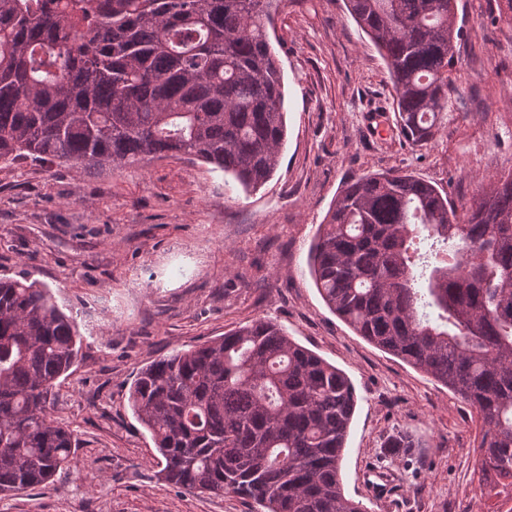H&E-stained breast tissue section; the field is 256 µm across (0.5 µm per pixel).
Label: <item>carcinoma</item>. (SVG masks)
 Wrapping results in <instances>:
<instances>
[{
	"instance_id": "cac0c4a2",
	"label": "carcinoma",
	"mask_w": 512,
	"mask_h": 512,
	"mask_svg": "<svg viewBox=\"0 0 512 512\" xmlns=\"http://www.w3.org/2000/svg\"><path fill=\"white\" fill-rule=\"evenodd\" d=\"M273 0H0V164L121 170L182 153L264 185L287 136ZM386 62L397 124L424 145L457 64L454 0H346ZM331 311L473 406L480 481L512 487V174L457 208L408 172L363 175L310 253ZM83 345L51 289L0 278V494L48 484L75 440L49 416ZM128 402L167 483L264 512H367L343 490L355 391L257 318L143 368Z\"/></svg>"
}]
</instances>
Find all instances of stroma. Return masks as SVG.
<instances>
[{
  "label": "stroma",
  "mask_w": 512,
  "mask_h": 512,
  "mask_svg": "<svg viewBox=\"0 0 512 512\" xmlns=\"http://www.w3.org/2000/svg\"><path fill=\"white\" fill-rule=\"evenodd\" d=\"M500 2L456 0V90L423 146L399 136L386 64L344 0H281L269 36L284 74L287 142L258 190L183 154L119 172L0 167V277L48 285L83 337L49 406L74 433V461L51 484L1 497L0 512H261L231 493L161 480L156 446L128 403L155 359L259 317L355 387L348 497L368 512H512V493L480 480L476 410L357 336L307 264L347 181L408 171L460 205L512 172V13ZM399 432L418 447H387Z\"/></svg>",
  "instance_id": "1"
}]
</instances>
